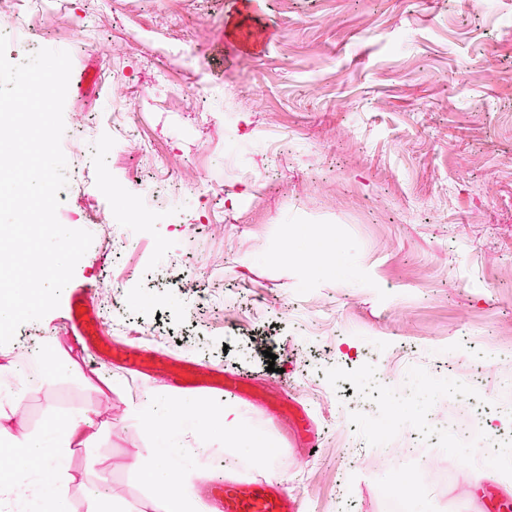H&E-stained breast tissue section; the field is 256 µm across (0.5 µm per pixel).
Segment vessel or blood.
Returning a JSON list of instances; mask_svg holds the SVG:
<instances>
[{
  "mask_svg": "<svg viewBox=\"0 0 512 512\" xmlns=\"http://www.w3.org/2000/svg\"><path fill=\"white\" fill-rule=\"evenodd\" d=\"M65 322L70 329L76 331L96 361H110L109 351L100 346L103 331L99 325L92 289L78 288L72 292ZM124 365L127 370L135 373L165 372L184 394L203 390L238 398L245 395L239 375L214 369L204 371L188 360H175L141 346L126 349ZM208 496L218 505L220 512H300L296 500L261 477L247 481L213 482L208 487Z\"/></svg>",
  "mask_w": 512,
  "mask_h": 512,
  "instance_id": "b4317fda",
  "label": "vessel or blood"
}]
</instances>
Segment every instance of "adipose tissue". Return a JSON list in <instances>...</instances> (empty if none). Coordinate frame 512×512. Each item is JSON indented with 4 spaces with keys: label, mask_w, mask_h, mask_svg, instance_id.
Listing matches in <instances>:
<instances>
[{
    "label": "adipose tissue",
    "mask_w": 512,
    "mask_h": 512,
    "mask_svg": "<svg viewBox=\"0 0 512 512\" xmlns=\"http://www.w3.org/2000/svg\"><path fill=\"white\" fill-rule=\"evenodd\" d=\"M0 380L9 385L6 393H0V438L22 449L27 457L26 462L9 463V478L0 480V510L15 502L47 496L57 512H71V490L78 478L67 458L73 447H93L102 432L108 431V424L97 426L93 419L110 402L111 374L99 373L94 396L80 412L53 419L52 442L47 446L28 430L19 415L28 387L12 362L0 364ZM158 392L167 404L166 411H158L147 400L130 404L125 410L126 417L148 440L147 447L133 454L131 465L150 478L154 487L151 500L146 504L123 502L115 508L101 497L89 495L83 500V512H206L197 486L207 474L194 459L216 433L226 447L247 449L259 460L266 457L265 442L243 424L234 407L215 409L207 400L174 395L166 385L159 386Z\"/></svg>",
    "instance_id": "ef3b65f1"
}]
</instances>
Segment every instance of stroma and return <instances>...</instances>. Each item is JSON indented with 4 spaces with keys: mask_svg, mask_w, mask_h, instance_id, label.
I'll return each mask as SVG.
<instances>
[{
    "mask_svg": "<svg viewBox=\"0 0 512 512\" xmlns=\"http://www.w3.org/2000/svg\"><path fill=\"white\" fill-rule=\"evenodd\" d=\"M238 18L232 37L224 22ZM72 60V74L103 75L99 88L70 83L64 124L90 123L77 156L83 178L57 211L84 228L87 208L122 223L137 181L160 176L199 188L130 242L93 241L70 288L124 285L104 332L140 341L250 380L252 399L234 404L270 450L204 448L210 477H264L299 496L303 512H380L382 449L344 465L328 417L366 441L370 407L349 391L327 395L337 376L391 365L387 400L421 434L448 407L444 392H414V376L474 377L486 397L512 392V0H263L242 13L238 0H50L35 18ZM272 33L262 48L236 42L249 28ZM135 112L136 135L122 137L106 110L113 78ZM200 98L189 109L190 95ZM223 204L224 221L204 222ZM292 241L295 257L282 253ZM197 288L172 282L174 271ZM196 312L195 333L210 354L175 342ZM56 308L36 326L42 343L70 350L80 372L99 366L76 348ZM232 318L214 328L218 316ZM485 361L475 363L471 346ZM37 375L22 403L28 429L47 436L51 414L91 399L79 371ZM105 412L111 428L67 459L85 495L146 501L147 476L128 465L143 447L126 420L156 377L112 367ZM298 401L320 438L306 450L264 408L277 396ZM451 470L433 482L425 464L395 489L417 512H482L467 493L472 469L489 473L485 492L506 498L512 459L465 464L453 446L430 449Z\"/></svg>",
    "mask_w": 512,
    "mask_h": 512,
    "instance_id": "35a3bbf8",
    "label": "stroma"
}]
</instances>
